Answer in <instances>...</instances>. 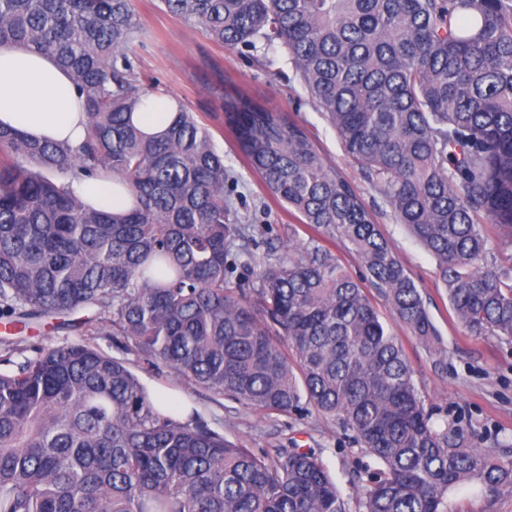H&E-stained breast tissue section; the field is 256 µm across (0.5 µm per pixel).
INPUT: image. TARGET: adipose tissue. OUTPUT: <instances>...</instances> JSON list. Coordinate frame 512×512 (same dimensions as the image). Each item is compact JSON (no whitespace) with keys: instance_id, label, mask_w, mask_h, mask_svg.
Wrapping results in <instances>:
<instances>
[{"instance_id":"adipose-tissue-1","label":"adipose tissue","mask_w":512,"mask_h":512,"mask_svg":"<svg viewBox=\"0 0 512 512\" xmlns=\"http://www.w3.org/2000/svg\"><path fill=\"white\" fill-rule=\"evenodd\" d=\"M87 114L67 72L51 54L17 45H0V126L33 140L80 144ZM87 206L116 212L133 200L108 173L73 181Z\"/></svg>"}]
</instances>
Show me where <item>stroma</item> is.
<instances>
[{
	"instance_id": "stroma-1",
	"label": "stroma",
	"mask_w": 512,
	"mask_h": 512,
	"mask_svg": "<svg viewBox=\"0 0 512 512\" xmlns=\"http://www.w3.org/2000/svg\"><path fill=\"white\" fill-rule=\"evenodd\" d=\"M136 9L151 33L136 54L138 69L149 78L147 92L158 91L179 100L224 152V163L230 169L225 195L242 223L249 225L252 236L250 254L245 266L236 269V276L251 283L253 269L287 255L290 245L309 240L296 216L271 196L261 178L237 155L224 125V100L241 91L307 129L326 163L357 187L419 288L445 352L444 369H436L435 355L406 326L393 321L392 327L437 424L457 422L469 445L512 457V345L490 336L469 335L456 321L436 259L398 224L377 186L345 153L324 114L294 79L286 54L276 47L258 52L225 49L204 29L186 27L159 0H137ZM130 368L145 387L168 388L175 400H188L205 419H222V432L228 440L250 448L321 449L343 495L358 496L367 483V469L378 466L359 448L350 431L317 412L265 415L195 387L171 369H156L135 359ZM448 500L453 512H512V495L494 498L475 486L451 491Z\"/></svg>"
}]
</instances>
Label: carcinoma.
<instances>
[{
	"mask_svg": "<svg viewBox=\"0 0 512 512\" xmlns=\"http://www.w3.org/2000/svg\"><path fill=\"white\" fill-rule=\"evenodd\" d=\"M230 50L283 48L345 152L437 260L472 335L512 343V0H161ZM149 33L135 0H0V45L50 53L88 113L84 140L0 128V324L89 332L267 415L313 409L382 468L342 495L314 448H248L153 405L129 363L86 343L0 355V512H451L448 492L512 493V460L434 425L369 290L438 355L421 292L356 187L306 129L239 94L240 156L310 241L232 279L251 241L224 196V152L177 104L159 135L132 122ZM109 172L123 213L71 183ZM320 238L350 246L354 280Z\"/></svg>",
	"mask_w": 512,
	"mask_h": 512,
	"instance_id": "cac0c4a2",
	"label": "carcinoma"
}]
</instances>
